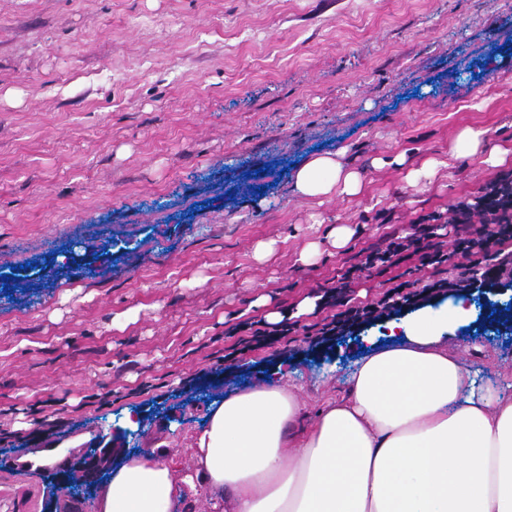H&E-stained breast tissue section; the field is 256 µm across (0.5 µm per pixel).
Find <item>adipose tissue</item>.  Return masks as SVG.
<instances>
[{"instance_id":"ef3b65f1","label":"adipose tissue","mask_w":512,"mask_h":512,"mask_svg":"<svg viewBox=\"0 0 512 512\" xmlns=\"http://www.w3.org/2000/svg\"><path fill=\"white\" fill-rule=\"evenodd\" d=\"M303 198L353 197L361 174L340 153L293 175ZM463 303L392 322L390 347L361 358L347 398L298 428L300 403L275 380L223 400L196 440L197 473L160 453L118 467L95 512H170L195 479L232 512H512V399L477 390L441 344Z\"/></svg>"}]
</instances>
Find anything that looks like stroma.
Segmentation results:
<instances>
[{"mask_svg": "<svg viewBox=\"0 0 512 512\" xmlns=\"http://www.w3.org/2000/svg\"><path fill=\"white\" fill-rule=\"evenodd\" d=\"M467 127L512 148V0H0V438L117 428L113 466L157 449L192 475L213 403L281 371L312 426L386 323L253 330L323 322L341 285L380 299L366 250L499 175L452 156ZM338 150L363 193L298 197L297 166ZM468 302L448 349L512 397V290ZM68 467L0 479V512H63Z\"/></svg>", "mask_w": 512, "mask_h": 512, "instance_id": "35a3bbf8", "label": "stroma"}]
</instances>
